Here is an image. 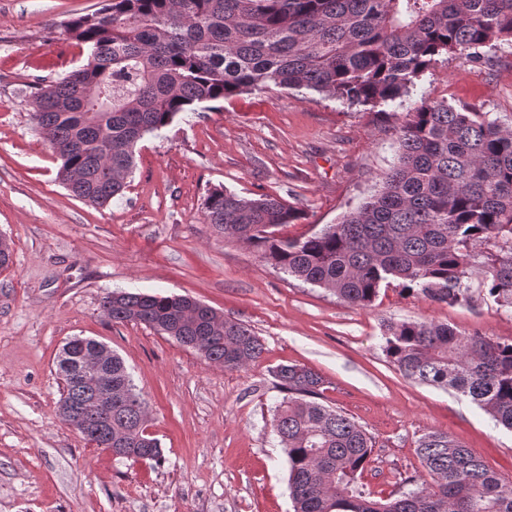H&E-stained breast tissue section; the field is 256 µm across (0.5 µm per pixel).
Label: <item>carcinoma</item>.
<instances>
[{
	"mask_svg": "<svg viewBox=\"0 0 512 512\" xmlns=\"http://www.w3.org/2000/svg\"><path fill=\"white\" fill-rule=\"evenodd\" d=\"M66 29L90 51L93 68L83 82L66 75L40 88L31 119L60 159L66 188L104 206L122 192L137 143L179 113L271 86L372 109L400 105L437 57L479 60L480 49L512 42V0H107ZM397 134V162L380 189L309 237L276 235L302 211L271 195L213 189L206 218L350 306L370 305L397 281L450 305L471 300L476 288L512 311V130L442 100L411 108ZM193 305L186 296L141 292L101 301L110 320L143 324L226 369L260 361L265 346L250 328L214 310L194 317ZM384 340L403 376L455 390L512 431L511 342L407 320L390 323ZM99 346L74 337L57 357L66 420L100 418L86 371ZM96 374L112 387V447L161 458L123 360L112 355ZM274 374L287 391L272 427L288 456L294 512H512V484L444 432L425 434L416 448L432 484L369 499L359 479L371 437L319 402L315 371L281 364Z\"/></svg>",
	"mask_w": 512,
	"mask_h": 512,
	"instance_id": "obj_1",
	"label": "carcinoma"
}]
</instances>
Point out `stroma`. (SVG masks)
I'll return each mask as SVG.
<instances>
[{
  "mask_svg": "<svg viewBox=\"0 0 512 512\" xmlns=\"http://www.w3.org/2000/svg\"><path fill=\"white\" fill-rule=\"evenodd\" d=\"M104 0H0V512H293L288 463L271 421L284 393L273 371L299 364L324 379L322 403L372 438L361 481L385 500L427 486L416 453L431 431L459 440L512 482V432L452 390L406 379L383 351L389 322L429 320L512 342V312L482 294L448 305L398 284L352 307L288 276L204 217L209 191L281 198L304 238L369 197L396 160V119L319 94L272 87L179 114L136 148L121 195L73 197L30 114L38 88L88 62L65 25ZM475 62L439 57L410 105L477 106L512 129V42ZM113 291L194 298L254 331L262 359L230 370L101 308ZM120 356L148 407L161 460L96 448L58 412L56 357L73 337Z\"/></svg>",
  "mask_w": 512,
  "mask_h": 512,
  "instance_id": "obj_1",
  "label": "stroma"
}]
</instances>
